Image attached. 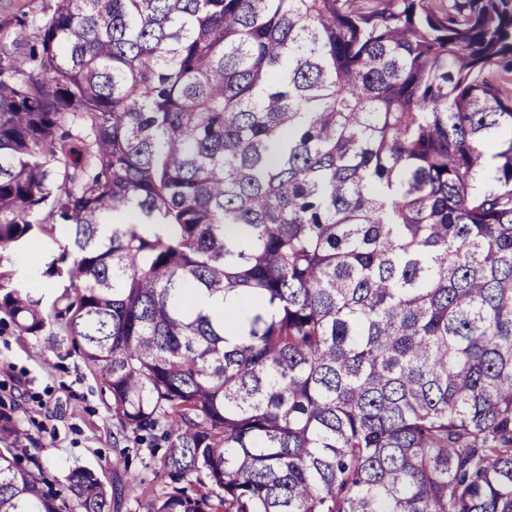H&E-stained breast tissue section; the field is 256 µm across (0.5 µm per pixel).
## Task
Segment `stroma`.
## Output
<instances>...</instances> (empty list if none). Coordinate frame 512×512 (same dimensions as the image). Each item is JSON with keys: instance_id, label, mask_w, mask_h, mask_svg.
Returning a JSON list of instances; mask_svg holds the SVG:
<instances>
[{"instance_id": "35a3bbf8", "label": "stroma", "mask_w": 512, "mask_h": 512, "mask_svg": "<svg viewBox=\"0 0 512 512\" xmlns=\"http://www.w3.org/2000/svg\"><path fill=\"white\" fill-rule=\"evenodd\" d=\"M54 5L55 0H0V59L24 53L34 23L46 20ZM0 400L17 405L21 428L40 437L46 448L42 460L56 477L83 467L108 484L126 481L133 472L163 486L165 446L118 438L109 393L71 337L58 335L49 348L42 339L20 335L12 323H1ZM122 453L129 456L127 468L112 469Z\"/></svg>"}]
</instances>
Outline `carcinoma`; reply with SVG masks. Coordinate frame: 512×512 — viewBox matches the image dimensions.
<instances>
[{
    "label": "carcinoma",
    "instance_id": "cac0c4a2",
    "mask_svg": "<svg viewBox=\"0 0 512 512\" xmlns=\"http://www.w3.org/2000/svg\"><path fill=\"white\" fill-rule=\"evenodd\" d=\"M34 38L0 316L164 429L145 512H512V0H56ZM127 206L166 232L102 237ZM40 235L49 307L7 256ZM42 451L0 406V512H112Z\"/></svg>",
    "mask_w": 512,
    "mask_h": 512
}]
</instances>
